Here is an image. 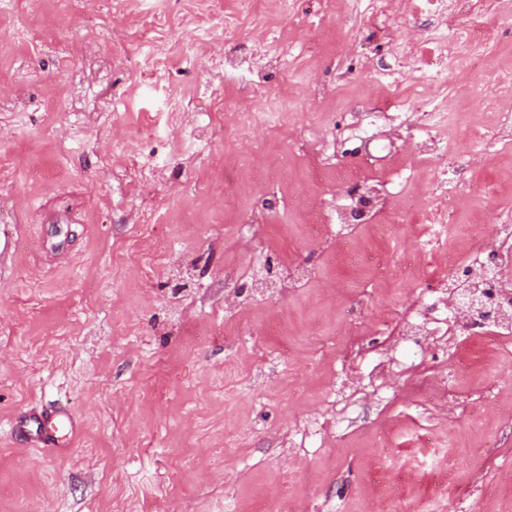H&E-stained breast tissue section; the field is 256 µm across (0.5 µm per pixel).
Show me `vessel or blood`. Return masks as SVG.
Returning <instances> with one entry per match:
<instances>
[{
  "label": "vessel or blood",
  "instance_id": "obj_1",
  "mask_svg": "<svg viewBox=\"0 0 512 512\" xmlns=\"http://www.w3.org/2000/svg\"><path fill=\"white\" fill-rule=\"evenodd\" d=\"M16 429L29 435L34 446L61 454L73 446L80 423L68 410L53 406L39 413L24 415L17 421Z\"/></svg>",
  "mask_w": 512,
  "mask_h": 512
}]
</instances>
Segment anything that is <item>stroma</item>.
Masks as SVG:
<instances>
[{"label":"stroma","instance_id":"35a3bbf8","mask_svg":"<svg viewBox=\"0 0 512 512\" xmlns=\"http://www.w3.org/2000/svg\"><path fill=\"white\" fill-rule=\"evenodd\" d=\"M465 35L494 31L470 70L512 67V0H0V512H512V426L481 402L512 362L481 328L462 335L470 388L454 423L419 403L448 366V351L391 336L409 307L442 317L430 290L437 261L420 260L419 284L379 276L411 247L432 195L429 173L390 162V140L369 113L428 99L450 113L439 146L461 191L480 190L463 214L512 225V145L470 144L474 126H502L482 111L457 70L438 74L439 23ZM421 52L399 62L397 42ZM242 65L224 73V54ZM276 58L268 66V58ZM262 82L274 107L247 137L238 111ZM293 114L284 134L278 103ZM251 166L274 155L267 189L281 209H253L257 186L224 189V154ZM380 178L413 207L389 237L360 226L309 235L292 201L335 205L347 185L330 172ZM299 265L309 282L291 293L252 278ZM235 317L241 328L226 336ZM393 349L385 389L369 384ZM67 406L81 421L65 454L27 446L14 430L31 408ZM392 467L416 457L390 486L376 472L375 437ZM453 443L455 461L434 452ZM456 467L448 486L439 473Z\"/></svg>","mask_w":512,"mask_h":512}]
</instances>
